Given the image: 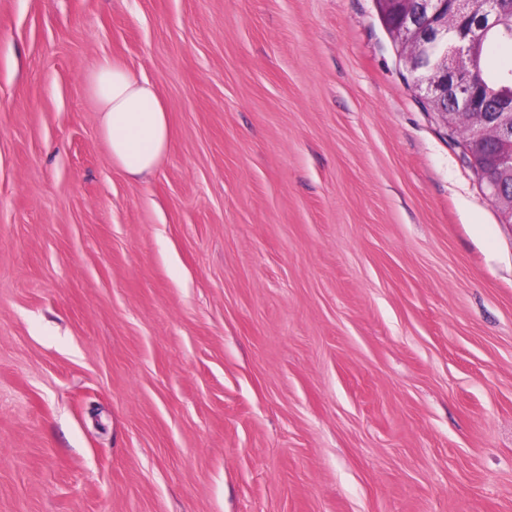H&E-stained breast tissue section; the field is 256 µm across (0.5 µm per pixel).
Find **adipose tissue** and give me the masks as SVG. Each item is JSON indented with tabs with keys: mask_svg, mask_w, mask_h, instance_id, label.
I'll return each mask as SVG.
<instances>
[{
	"mask_svg": "<svg viewBox=\"0 0 512 512\" xmlns=\"http://www.w3.org/2000/svg\"><path fill=\"white\" fill-rule=\"evenodd\" d=\"M90 94L101 114V136L113 165L134 178L155 171L174 143L156 86L106 58L91 77Z\"/></svg>",
	"mask_w": 512,
	"mask_h": 512,
	"instance_id": "1",
	"label": "adipose tissue"
}]
</instances>
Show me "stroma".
<instances>
[{
    "label": "stroma",
    "instance_id": "obj_1",
    "mask_svg": "<svg viewBox=\"0 0 512 512\" xmlns=\"http://www.w3.org/2000/svg\"><path fill=\"white\" fill-rule=\"evenodd\" d=\"M0 512H512V224L375 0H0ZM90 94L101 114V136L112 164L134 178L155 171L174 143L156 86L121 62L105 58L91 77Z\"/></svg>",
    "mask_w": 512,
    "mask_h": 512
}]
</instances>
